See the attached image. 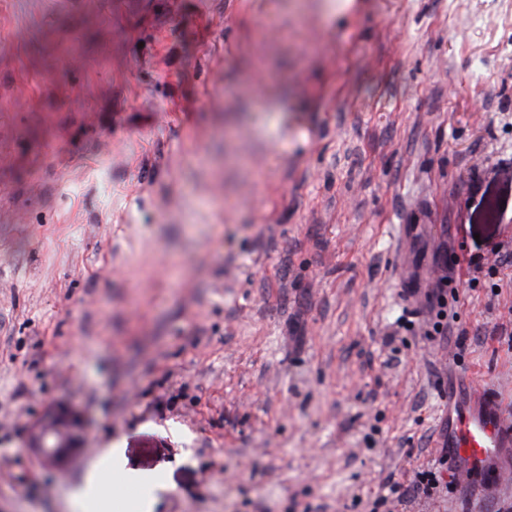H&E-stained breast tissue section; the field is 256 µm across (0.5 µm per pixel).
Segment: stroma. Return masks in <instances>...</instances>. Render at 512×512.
I'll list each match as a JSON object with an SVG mask.
<instances>
[{"mask_svg": "<svg viewBox=\"0 0 512 512\" xmlns=\"http://www.w3.org/2000/svg\"><path fill=\"white\" fill-rule=\"evenodd\" d=\"M0 0V512L392 499L467 371L512 413V0ZM450 269L453 335L408 297ZM63 464L30 451L55 407ZM119 449L112 468L107 449ZM81 428V420L73 411L57 414L50 422L38 425L31 434L33 454L48 463L59 464L72 455L75 432ZM106 483L103 469L93 467L88 470L84 481L71 492L79 512H89L91 505L102 498Z\"/></svg>", "mask_w": 512, "mask_h": 512, "instance_id": "35a3bbf8", "label": "stroma"}]
</instances>
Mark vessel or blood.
Wrapping results in <instances>:
<instances>
[{"instance_id":"1","label":"vessel or blood","mask_w":512,"mask_h":512,"mask_svg":"<svg viewBox=\"0 0 512 512\" xmlns=\"http://www.w3.org/2000/svg\"><path fill=\"white\" fill-rule=\"evenodd\" d=\"M448 445L465 470L478 474L499 451L512 446V426L488 398L478 408L460 410L451 418Z\"/></svg>"}]
</instances>
